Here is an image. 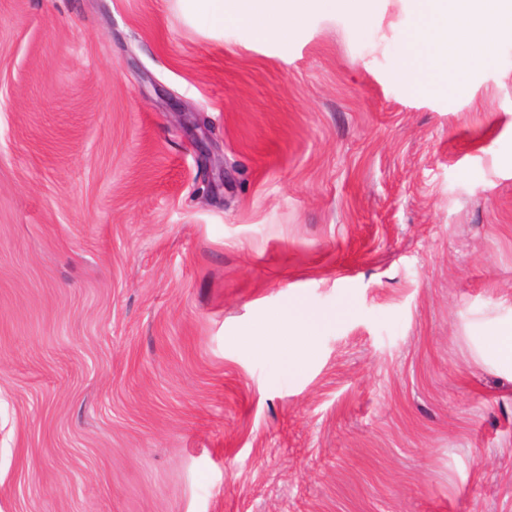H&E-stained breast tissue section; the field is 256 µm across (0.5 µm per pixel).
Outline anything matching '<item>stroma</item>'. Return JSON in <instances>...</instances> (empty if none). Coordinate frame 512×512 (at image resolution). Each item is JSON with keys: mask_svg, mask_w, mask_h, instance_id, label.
I'll use <instances>...</instances> for the list:
<instances>
[{"mask_svg": "<svg viewBox=\"0 0 512 512\" xmlns=\"http://www.w3.org/2000/svg\"><path fill=\"white\" fill-rule=\"evenodd\" d=\"M412 28L0 0V512H512V43ZM335 315L308 307L303 302L289 304L279 315V325L291 328L301 346H307L316 333Z\"/></svg>", "mask_w": 512, "mask_h": 512, "instance_id": "35a3bbf8", "label": "stroma"}]
</instances>
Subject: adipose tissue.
<instances>
[{
	"instance_id": "1",
	"label": "adipose tissue",
	"mask_w": 512,
	"mask_h": 512,
	"mask_svg": "<svg viewBox=\"0 0 512 512\" xmlns=\"http://www.w3.org/2000/svg\"><path fill=\"white\" fill-rule=\"evenodd\" d=\"M193 10L217 22L246 27L260 39H283L310 17L344 13L363 20L374 0H189ZM415 20L412 36L393 73L402 81H420L409 66L420 50L433 55V72L445 83L461 87L460 74L475 60L495 54L512 41V0H406ZM332 319L331 314L296 302L279 315L301 345H308Z\"/></svg>"
}]
</instances>
